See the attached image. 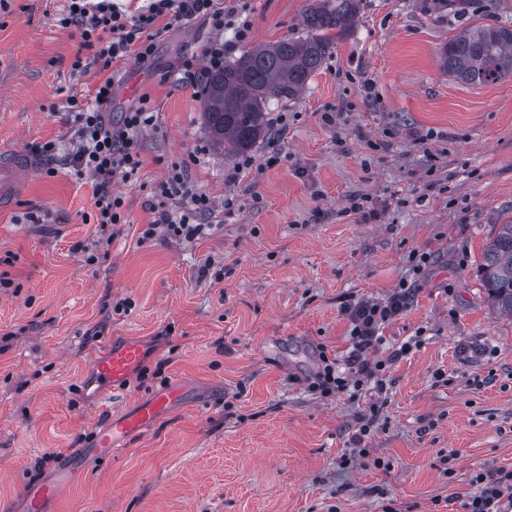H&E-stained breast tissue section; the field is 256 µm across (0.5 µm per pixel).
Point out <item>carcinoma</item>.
Here are the masks:
<instances>
[{"label":"carcinoma","mask_w":512,"mask_h":512,"mask_svg":"<svg viewBox=\"0 0 512 512\" xmlns=\"http://www.w3.org/2000/svg\"><path fill=\"white\" fill-rule=\"evenodd\" d=\"M362 0H314L303 17L305 35L259 45L221 70L206 72L203 125L213 146L250 151L269 134L268 103L298 99L336 41L353 27ZM448 75L486 85L512 75V28L482 25L460 33L443 54ZM481 279L497 307L512 315V223L500 225L485 249Z\"/></svg>","instance_id":"obj_1"}]
</instances>
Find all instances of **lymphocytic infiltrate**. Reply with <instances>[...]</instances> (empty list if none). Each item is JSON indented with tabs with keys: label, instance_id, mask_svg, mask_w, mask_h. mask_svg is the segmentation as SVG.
I'll use <instances>...</instances> for the list:
<instances>
[{
	"label": "lymphocytic infiltrate",
	"instance_id": "lymphocytic-infiltrate-1",
	"mask_svg": "<svg viewBox=\"0 0 512 512\" xmlns=\"http://www.w3.org/2000/svg\"><path fill=\"white\" fill-rule=\"evenodd\" d=\"M63 24L80 28L87 46L96 50L103 67L134 58L147 60L154 52V39L159 35L158 21L170 17L179 22L205 18L215 30L234 26L237 40H246L251 24L237 8H223L216 0H149L147 6L131 14L117 0H67ZM112 101V82L104 80L96 88L94 100L75 114L74 133L79 147L71 164L82 176L94 183V206L98 224L123 223L124 200L112 191V180L122 176L134 179L141 167L139 134L154 122L147 104L107 116L105 107ZM162 202L154 220L142 231L143 239L157 233L193 241L207 235L208 225L200 218L211 209L209 197L197 191L180 168H172L158 185ZM417 288L415 283L400 282L383 300L349 297L341 309L349 323L350 351L345 366L321 355V365L308 384L309 391L331 395L350 389L362 390L367 383L384 388V376L389 365L411 345L403 343L390 354H382V331L390 322L403 315L412 305ZM474 481L478 492L466 502L467 512H512V471L494 475L477 474Z\"/></svg>",
	"mask_w": 512,
	"mask_h": 512
}]
</instances>
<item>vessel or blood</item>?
Returning <instances> with one entry per match:
<instances>
[{"mask_svg":"<svg viewBox=\"0 0 512 512\" xmlns=\"http://www.w3.org/2000/svg\"><path fill=\"white\" fill-rule=\"evenodd\" d=\"M38 159L26 156L0 158V204L8 205L19 193L21 181L19 171L38 167ZM146 358L143 344L132 338L115 340L95 356L82 377V392L90 405L97 408L99 418L91 441L77 452L84 464L112 456L122 449L134 435L172 415L178 408L182 389L177 384L155 393L138 407L112 415L109 404L117 392L123 389L126 380L141 366ZM81 471L62 472L59 479L38 480L24 491L20 502H0V512H48L47 506L57 499L62 486L81 479Z\"/></svg>","mask_w":512,"mask_h":512,"instance_id":"b4317fda","label":"vessel or blood"}]
</instances>
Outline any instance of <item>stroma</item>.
<instances>
[{"label":"stroma","mask_w":512,"mask_h":512,"mask_svg":"<svg viewBox=\"0 0 512 512\" xmlns=\"http://www.w3.org/2000/svg\"><path fill=\"white\" fill-rule=\"evenodd\" d=\"M243 2L247 41L196 18L167 28L148 61L106 69L60 24L66 0L0 9V155L57 147L0 210V271L13 280L0 287V500L87 443L98 413L80 375L110 339L135 336L150 348L145 373L113 412L171 381L187 399L93 463L53 512H384L392 499L466 512L474 475L512 470V317L480 276L487 241L512 221V76L463 84L442 57L466 28L512 26V0H363L299 100H270V136L247 167L213 147L181 63L218 36L232 60L301 35L311 0ZM108 78L111 112L146 98L155 121L137 179L112 184L125 221L105 242L94 185L69 159L71 104ZM175 166L212 200V230L141 241ZM355 194L375 217L347 212ZM417 250L433 261L384 336L422 343L388 369L373 453L357 459L370 393L320 398L306 379L320 352L349 351L347 295L384 297Z\"/></svg>","instance_id":"1"}]
</instances>
